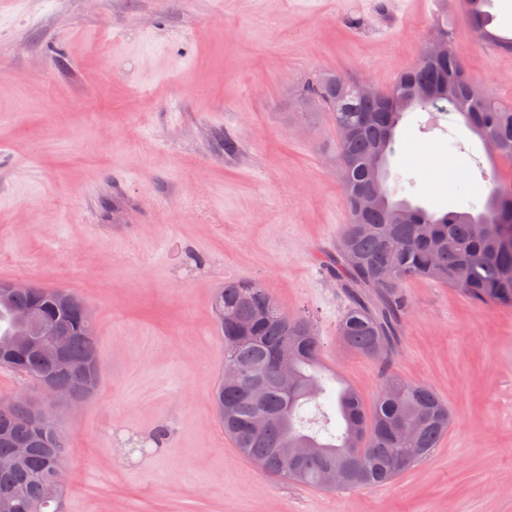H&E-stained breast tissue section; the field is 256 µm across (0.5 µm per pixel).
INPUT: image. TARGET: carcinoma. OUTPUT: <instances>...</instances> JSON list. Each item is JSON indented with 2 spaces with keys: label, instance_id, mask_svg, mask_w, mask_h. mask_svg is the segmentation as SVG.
<instances>
[{
  "label": "carcinoma",
  "instance_id": "carcinoma-1",
  "mask_svg": "<svg viewBox=\"0 0 512 512\" xmlns=\"http://www.w3.org/2000/svg\"><path fill=\"white\" fill-rule=\"evenodd\" d=\"M488 0H462L466 23L479 42L491 50L512 51V37L494 33L483 4ZM471 83L464 63L448 50L443 58L420 55L401 73L381 98L359 95L356 80L321 73L303 85L300 96L314 99L334 122L353 130L340 142L341 179L346 186L348 224L341 242L348 243L361 259L349 264L342 250L328 263L330 275L348 290L349 304L337 324L344 347L368 357L390 359L408 309L404 285L414 279L455 288L479 305L512 306V175L499 165L512 164V108L485 95L469 96ZM436 85L442 94L430 106L437 112H455L478 137L494 136L500 154L489 156L493 179L486 195L464 201L465 210L430 212L397 195L415 187V179L383 181L382 206L358 213L355 199L374 190L368 162L384 153V171L395 155L399 126L404 117L427 108L417 98L423 86ZM82 300L65 290L36 287L11 292L0 301V368L39 380L47 369L44 351L21 348L15 336L22 328L14 311L37 306L46 322H64L72 332L69 353L74 369L53 374L56 389L88 399V380L99 375L95 327L80 313ZM236 320L223 322L224 310ZM212 310L218 332L224 337V363L244 370L259 369L263 385L256 397L237 385H218L214 405L224 432L244 455L267 472L289 480L321 485L324 470L350 466L342 488L387 484L428 458L448 434L452 413L429 386L405 380L394 372L382 377L371 414L351 388L333 386L336 376L315 372L320 339L313 323L284 315L271 293L248 280L228 282L217 289ZM282 350L295 355L300 379L314 385L288 392L279 379L277 358ZM259 410L269 414L264 431L247 434L242 425ZM54 432L57 447L66 437L49 416L42 418L26 406H0V458L12 454L14 445L26 443L30 453L20 464L0 468V512H61L65 487L55 483L53 462L43 447L42 434ZM283 448H303L293 461L280 457Z\"/></svg>",
  "mask_w": 512,
  "mask_h": 512
}]
</instances>
